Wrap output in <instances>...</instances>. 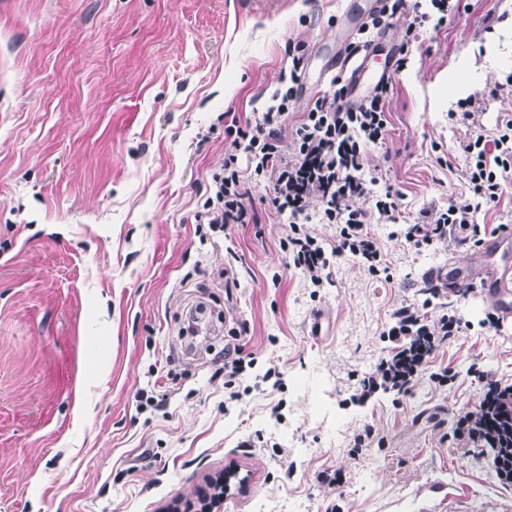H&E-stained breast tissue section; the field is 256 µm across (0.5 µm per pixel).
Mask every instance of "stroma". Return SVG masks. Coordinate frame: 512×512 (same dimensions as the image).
<instances>
[{
  "mask_svg": "<svg viewBox=\"0 0 512 512\" xmlns=\"http://www.w3.org/2000/svg\"><path fill=\"white\" fill-rule=\"evenodd\" d=\"M373 0H0V512H167L227 478L215 512H423L435 487L512 503L482 442L453 437L487 380L512 383V317L477 291L425 292L450 260L512 271V246L418 249L420 210L468 192L463 111L486 129L512 116V0H460L440 30L379 62L390 125L368 150L385 273L341 257L313 288L289 263L286 219L252 186L258 223L201 240L194 214L224 160V115L265 112L301 48L317 77ZM453 163L439 165L438 157ZM239 286L224 288V268ZM460 317L407 394L356 397L394 344L393 312ZM325 312L327 336H310ZM253 363L224 383V352ZM449 370L452 381L431 380ZM163 409L142 405V394ZM373 437L359 455L353 439Z\"/></svg>",
  "mask_w": 512,
  "mask_h": 512,
  "instance_id": "1",
  "label": "stroma"
}]
</instances>
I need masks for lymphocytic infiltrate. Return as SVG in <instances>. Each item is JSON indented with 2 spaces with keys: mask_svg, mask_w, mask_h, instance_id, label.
Returning a JSON list of instances; mask_svg holds the SVG:
<instances>
[{
  "mask_svg": "<svg viewBox=\"0 0 512 512\" xmlns=\"http://www.w3.org/2000/svg\"><path fill=\"white\" fill-rule=\"evenodd\" d=\"M431 12L408 10L406 0H379L351 42L350 52L368 46L375 32L391 20L405 17L403 39L412 42L424 22L444 27L459 10L458 0H429ZM289 85L277 88L266 111L251 120L231 119L224 124V162L208 177L209 195L196 223L228 231L238 224L257 223L250 204L251 182L267 183L269 207L287 218L289 232L282 241L293 265L314 287L330 277L331 260L348 255L370 274L380 272L381 248L367 230L371 218L397 222L400 204L393 194L377 198L373 211L356 207L368 193L364 153L384 140L389 120L390 82L377 84L367 96L351 99L340 78H333L334 93L311 99L295 126L288 116L300 97V77L290 72ZM468 163V198L450 201L442 208L421 210L404 232L417 247L447 240L459 245L478 242L482 229L474 214L480 203H499L512 181V117L502 119L494 130L471 121L470 134L459 145ZM335 224L339 234L326 246L317 234L307 231L313 219ZM389 339L398 346L360 382V398L378 391L404 393L422 376L437 343L456 335L461 321L443 315L430 321L418 309L403 306L393 314Z\"/></svg>",
  "mask_w": 512,
  "mask_h": 512,
  "instance_id": "1",
  "label": "lymphocytic infiltrate"
}]
</instances>
